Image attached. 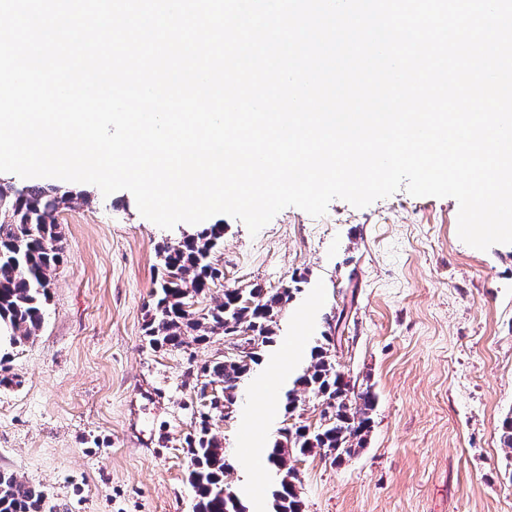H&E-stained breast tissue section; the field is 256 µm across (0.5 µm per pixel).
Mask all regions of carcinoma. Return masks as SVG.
<instances>
[{"mask_svg":"<svg viewBox=\"0 0 512 512\" xmlns=\"http://www.w3.org/2000/svg\"><path fill=\"white\" fill-rule=\"evenodd\" d=\"M63 199L39 187L27 186L12 194L0 192V332L10 344H22L37 335L50 300L52 276L63 262L64 249L59 225L51 221ZM37 227L35 234L27 227ZM224 242V226L212 224L176 245L161 248L160 280L152 294L145 323V341L153 349L178 348L187 339L200 344L211 336H236L245 327L255 343L243 357L226 356L201 365L196 376L205 385H220V394L200 413L198 427L186 444L191 455L190 481L196 492L195 512H224V472L233 467L223 442L211 432L212 413H222L236 404L240 388L254 378L265 355L276 344V329L283 309L301 292L299 288H226L222 300L195 313L184 289L200 295L224 277L210 256ZM335 335L323 332L310 350V360L285 387L284 415L299 407L301 394L332 401L335 420L305 424L266 445L270 477V512H300V500L289 486L298 481L293 462L300 456L320 455L340 464L362 448L372 429L375 396L360 390L342 373L333 351ZM43 491L12 473L0 470V512H46Z\"/></svg>","mask_w":512,"mask_h":512,"instance_id":"1","label":"carcinoma"}]
</instances>
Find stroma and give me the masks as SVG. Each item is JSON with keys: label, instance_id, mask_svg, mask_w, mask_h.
<instances>
[{"label": "stroma", "instance_id": "1", "mask_svg": "<svg viewBox=\"0 0 512 512\" xmlns=\"http://www.w3.org/2000/svg\"><path fill=\"white\" fill-rule=\"evenodd\" d=\"M63 197L65 246L41 330L0 345L14 382L0 387V469L43 490L55 512H193L186 439L207 404L197 366L223 358V336L151 349L146 311L159 249L197 233L143 218L130 192L38 178ZM454 198L399 190L325 215L281 210L258 234L219 214L212 262L225 289H276L301 278L280 336L314 346L342 316L336 361L376 395L373 428L342 464L296 462L301 512H512V245L480 251L457 233ZM281 394L248 385L211 430L234 461L244 505L265 499L255 444L284 419Z\"/></svg>", "mask_w": 512, "mask_h": 512}]
</instances>
